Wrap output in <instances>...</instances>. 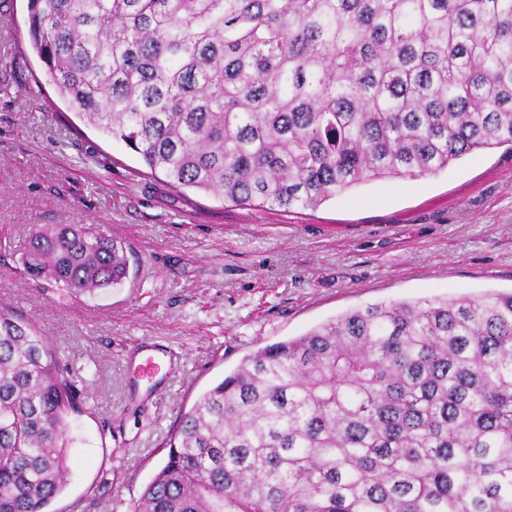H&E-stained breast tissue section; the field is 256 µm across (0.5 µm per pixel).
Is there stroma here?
<instances>
[{"instance_id": "stroma-1", "label": "stroma", "mask_w": 512, "mask_h": 512, "mask_svg": "<svg viewBox=\"0 0 512 512\" xmlns=\"http://www.w3.org/2000/svg\"><path fill=\"white\" fill-rule=\"evenodd\" d=\"M27 0H0V305L74 368L70 478L50 512H131L182 411L258 348L358 307L512 289V150L417 180L362 184L315 209L236 205L166 186L81 123L41 64ZM35 224H99L123 285L73 296L25 274Z\"/></svg>"}]
</instances>
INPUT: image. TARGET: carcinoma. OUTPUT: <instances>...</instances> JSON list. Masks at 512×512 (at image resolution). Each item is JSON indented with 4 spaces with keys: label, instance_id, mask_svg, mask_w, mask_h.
Wrapping results in <instances>:
<instances>
[{
    "label": "carcinoma",
    "instance_id": "cac0c4a2",
    "mask_svg": "<svg viewBox=\"0 0 512 512\" xmlns=\"http://www.w3.org/2000/svg\"><path fill=\"white\" fill-rule=\"evenodd\" d=\"M44 76L175 189L316 209L512 149V0H27ZM26 271L122 285L97 224L32 226ZM71 370L0 307V512L67 485ZM133 512H512V291L347 311L201 394Z\"/></svg>",
    "mask_w": 512,
    "mask_h": 512
}]
</instances>
